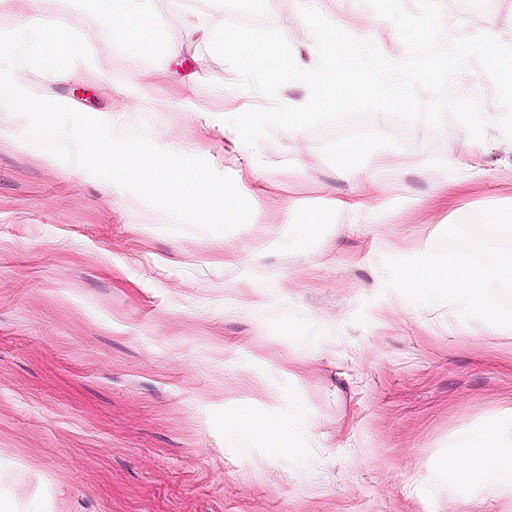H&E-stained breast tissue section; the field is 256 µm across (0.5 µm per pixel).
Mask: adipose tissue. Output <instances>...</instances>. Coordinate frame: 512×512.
<instances>
[{
  "instance_id": "1",
  "label": "adipose tissue",
  "mask_w": 512,
  "mask_h": 512,
  "mask_svg": "<svg viewBox=\"0 0 512 512\" xmlns=\"http://www.w3.org/2000/svg\"><path fill=\"white\" fill-rule=\"evenodd\" d=\"M96 16L107 22L114 47L132 51L142 57L154 55L155 21L141 0H95ZM89 138L85 150L88 161L113 180L135 183L142 195L168 200L169 223L194 221L206 224H254L260 217V203L252 184L258 174L252 168L242 169L236 188L209 179L198 181L190 192H183V175L176 166V147H159L155 141L139 142L127 149L116 148L115 139ZM334 165L343 178L361 182L364 178L379 180L387 173L383 158H370L365 143L340 144ZM228 433H245L261 440L269 448L284 449L285 462H293L291 434L286 425L257 413H243L224 419ZM447 482L451 495L448 512H477L473 490L486 498L512 495V415L490 423L485 428L464 435L456 448L433 460L425 478L427 486Z\"/></svg>"
}]
</instances>
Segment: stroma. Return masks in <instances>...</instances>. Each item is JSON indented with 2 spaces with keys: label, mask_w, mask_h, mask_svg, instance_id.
Here are the masks:
<instances>
[{
  "label": "stroma",
  "mask_w": 512,
  "mask_h": 512,
  "mask_svg": "<svg viewBox=\"0 0 512 512\" xmlns=\"http://www.w3.org/2000/svg\"><path fill=\"white\" fill-rule=\"evenodd\" d=\"M344 21L390 61L407 50L366 0H268L267 25L291 33L304 70L300 9ZM160 52L114 51L94 0L45 14L96 44L99 68L53 80L63 103L140 140L175 141L187 179L236 187L241 167L272 182L267 224H167L162 199L109 182L23 141L26 118L0 105V512H448V486L425 490L431 461L512 408V332L489 331L444 303L385 286L393 251L429 252L451 224L512 205V139L491 77L461 73L483 140L380 114L257 149L226 138L227 118L269 107L238 89L209 35L236 14L212 0H149ZM448 36L512 35V0H440ZM181 48L179 59L166 53ZM364 141L402 173L369 197L379 210L325 211L310 247L303 211L348 195L333 157ZM465 181L453 204L433 185ZM234 253L225 262V253ZM288 425L281 451L224 433L228 413Z\"/></svg>",
  "instance_id": "obj_1"
}]
</instances>
